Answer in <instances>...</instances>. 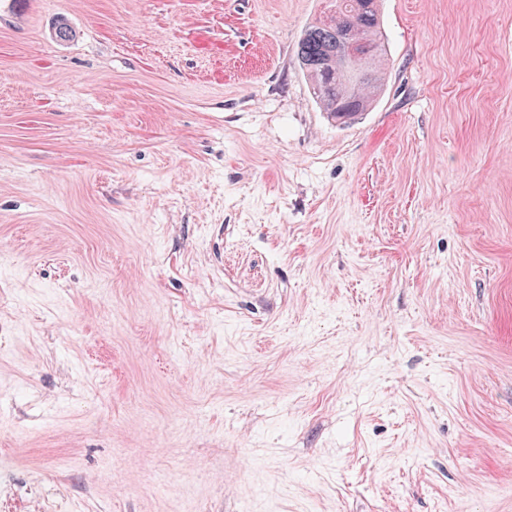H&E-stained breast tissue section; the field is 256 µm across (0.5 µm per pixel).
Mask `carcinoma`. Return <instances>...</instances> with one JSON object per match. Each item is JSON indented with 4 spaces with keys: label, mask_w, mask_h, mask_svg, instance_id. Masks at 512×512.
I'll use <instances>...</instances> for the list:
<instances>
[{
    "label": "carcinoma",
    "mask_w": 512,
    "mask_h": 512,
    "mask_svg": "<svg viewBox=\"0 0 512 512\" xmlns=\"http://www.w3.org/2000/svg\"><path fill=\"white\" fill-rule=\"evenodd\" d=\"M380 0H335L338 11L329 22L316 19L296 45V58L320 108L339 124L369 111L384 86V56ZM362 38L374 46L363 67L344 58L340 35Z\"/></svg>",
    "instance_id": "cac0c4a2"
}]
</instances>
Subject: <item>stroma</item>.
Masks as SVG:
<instances>
[{
	"mask_svg": "<svg viewBox=\"0 0 512 512\" xmlns=\"http://www.w3.org/2000/svg\"><path fill=\"white\" fill-rule=\"evenodd\" d=\"M0 26V512H512V0H35ZM72 35L57 40L59 19ZM338 11L328 23L316 18L296 45V58L320 108L331 120L346 124L368 112L384 86L380 0H333ZM351 38L340 43V35ZM343 47V52L341 50ZM372 54V55H371ZM352 64L369 61L363 67Z\"/></svg>",
	"mask_w": 512,
	"mask_h": 512,
	"instance_id": "stroma-1",
	"label": "stroma"
}]
</instances>
